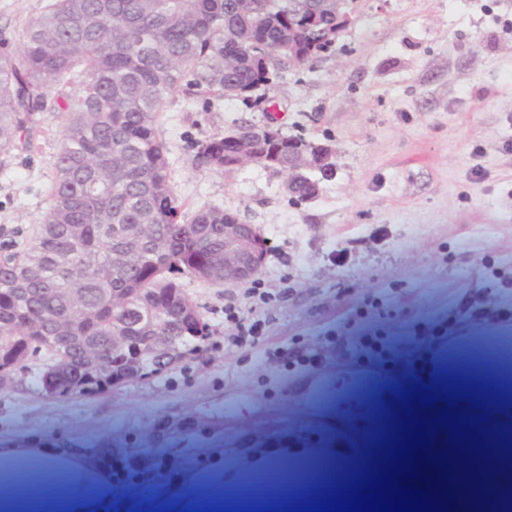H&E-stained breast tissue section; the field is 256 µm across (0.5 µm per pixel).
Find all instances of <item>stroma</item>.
<instances>
[{
	"label": "stroma",
	"mask_w": 512,
	"mask_h": 512,
	"mask_svg": "<svg viewBox=\"0 0 512 512\" xmlns=\"http://www.w3.org/2000/svg\"><path fill=\"white\" fill-rule=\"evenodd\" d=\"M48 0H0V53L15 51ZM336 43L286 70L248 101L169 96L156 126L183 211L215 206L255 225L267 243L258 274L289 287L266 312L261 347L312 345L345 314L380 296L390 315L362 324L346 358L305 375L264 364L259 349L229 344L224 288L185 279L210 334L168 371L94 401L43 396L34 373L0 391V441L66 434L96 441L145 422L206 407L224 414L220 467L178 463L131 488L133 512H229L257 493L242 474L272 473L280 503L302 495L303 460L335 450L351 471L368 460L358 441L403 418L399 394L435 397L415 409L431 447L473 399H439L435 368L460 348L512 354V323L466 315L463 302L497 283L512 306V0H352ZM31 142L0 155V242L31 238L48 207L64 135L59 113L35 115ZM275 122L332 151L315 197L291 200L283 173L258 164L230 172L198 166L199 146L244 124Z\"/></svg>",
	"instance_id": "obj_1"
}]
</instances>
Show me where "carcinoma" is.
Instances as JSON below:
<instances>
[{"instance_id": "cac0c4a2", "label": "carcinoma", "mask_w": 512, "mask_h": 512, "mask_svg": "<svg viewBox=\"0 0 512 512\" xmlns=\"http://www.w3.org/2000/svg\"><path fill=\"white\" fill-rule=\"evenodd\" d=\"M288 0H48L19 50L0 56V154L32 139L33 115L64 118L49 205L32 238L0 257V389L30 361L51 398L93 400L133 379L150 378L197 350L208 336L180 278H223L224 209L186 215L177 205L156 125L168 96L188 74L204 95L236 97L288 62ZM232 67L224 69V58ZM82 77V90L67 88ZM224 169V135L197 154ZM172 338L171 356L141 366L133 352L112 357V337L141 346ZM224 433L212 409L160 417L144 429L74 447L65 436L21 440L93 464L128 448L133 463L162 468ZM493 466L512 462V429L500 434Z\"/></svg>"}]
</instances>
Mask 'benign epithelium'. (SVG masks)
<instances>
[{
  "instance_id": "obj_1",
  "label": "benign epithelium",
  "mask_w": 512,
  "mask_h": 512,
  "mask_svg": "<svg viewBox=\"0 0 512 512\" xmlns=\"http://www.w3.org/2000/svg\"><path fill=\"white\" fill-rule=\"evenodd\" d=\"M347 0H318L315 8L336 19L334 27L321 34L313 32L310 25L299 27L288 24V68L300 66L304 59L300 46L305 41L318 44L322 40L337 41L351 23V14L346 11ZM275 136L268 125H245L224 131V144L230 147L232 166L239 167L247 163L266 165V155L262 154L265 140ZM331 151L328 148L314 154L309 147L294 143L288 146V180L286 190L293 195L308 172L321 167L331 168ZM265 252V240L252 224H245L236 217L224 218V278L222 283L232 287L254 277L262 267Z\"/></svg>"
}]
</instances>
